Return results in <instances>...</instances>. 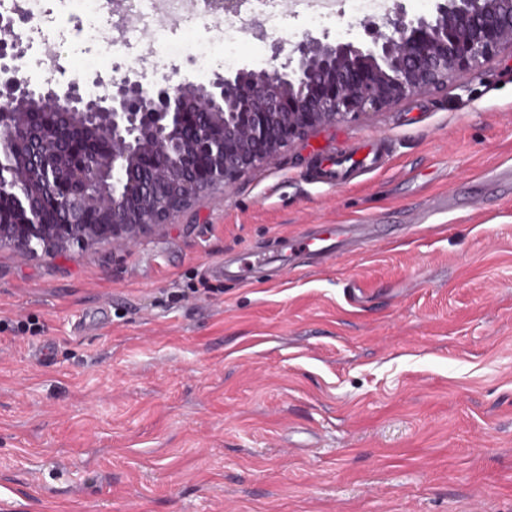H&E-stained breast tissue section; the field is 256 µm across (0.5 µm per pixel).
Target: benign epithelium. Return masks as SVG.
I'll return each mask as SVG.
<instances>
[{
    "instance_id": "obj_1",
    "label": "benign epithelium",
    "mask_w": 512,
    "mask_h": 512,
    "mask_svg": "<svg viewBox=\"0 0 512 512\" xmlns=\"http://www.w3.org/2000/svg\"><path fill=\"white\" fill-rule=\"evenodd\" d=\"M512 51V0H435L429 15L394 3L370 23V40L335 43L306 33L281 68H245L207 84L148 87L125 76L88 98L72 81L33 85L19 57L0 55V246L25 259L98 243L133 246L155 226L221 185L271 164L296 140L325 126L390 108L427 89L470 79ZM42 104L59 121L30 134ZM51 203L60 223L43 219ZM97 213L101 220L89 216Z\"/></svg>"
}]
</instances>
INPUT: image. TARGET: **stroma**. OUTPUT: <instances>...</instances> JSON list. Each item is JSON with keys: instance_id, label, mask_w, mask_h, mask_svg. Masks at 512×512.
<instances>
[{"instance_id": "1", "label": "stroma", "mask_w": 512, "mask_h": 512, "mask_svg": "<svg viewBox=\"0 0 512 512\" xmlns=\"http://www.w3.org/2000/svg\"><path fill=\"white\" fill-rule=\"evenodd\" d=\"M63 21L68 80L198 79L147 33L84 69ZM307 33L368 38L343 11L285 12L275 38ZM272 40L241 33L235 68L273 69ZM364 142L380 169L317 182ZM508 168L505 52L314 130L135 247H0V512H512ZM323 224L377 233L323 264L273 255ZM248 250L269 255L250 284L212 273Z\"/></svg>"}]
</instances>
